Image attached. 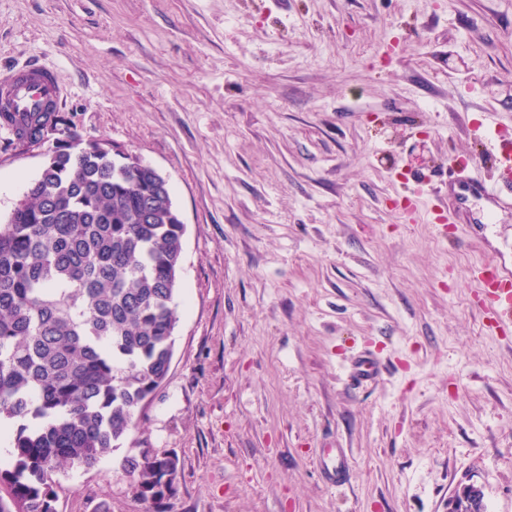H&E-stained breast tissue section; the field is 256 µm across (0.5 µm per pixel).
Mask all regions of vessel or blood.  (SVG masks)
<instances>
[{"instance_id": "b4317fda", "label": "vessel or blood", "mask_w": 512, "mask_h": 512, "mask_svg": "<svg viewBox=\"0 0 512 512\" xmlns=\"http://www.w3.org/2000/svg\"><path fill=\"white\" fill-rule=\"evenodd\" d=\"M61 91L49 68L31 64L0 78V105L11 112H29L34 107L58 99ZM474 135L479 140L484 157L492 160L496 174L481 177L471 169H450L448 184L452 186L455 203L446 207L442 200L444 184L434 183L435 198L428 216L433 224L456 223L458 215L470 214L474 204H481L483 217L478 218L480 231H487V214L512 207V150L502 142L496 124L486 122L475 126ZM484 297V315L489 326L502 328L512 325V267L493 258L476 264L471 272ZM381 361L373 351H364L353 357L349 368L350 385L361 388L372 384L378 377ZM322 474L331 486L340 488L348 484L350 469L345 449H323L319 458Z\"/></svg>"}]
</instances>
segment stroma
<instances>
[{
	"label": "stroma",
	"mask_w": 512,
	"mask_h": 512,
	"mask_svg": "<svg viewBox=\"0 0 512 512\" xmlns=\"http://www.w3.org/2000/svg\"><path fill=\"white\" fill-rule=\"evenodd\" d=\"M33 63L186 225L169 375L112 455L55 474L58 512H143L141 448L179 459L172 512H448L462 483L512 512V328L460 263L512 264V209L474 243L392 201L478 156L483 115L512 143V0H0V73ZM42 161L0 133V224ZM365 348L383 372L354 389ZM319 464L325 480L331 486L340 488L350 481V469L344 448H323Z\"/></svg>",
	"instance_id": "35a3bbf8"
}]
</instances>
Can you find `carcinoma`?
<instances>
[{
	"label": "carcinoma",
	"instance_id": "carcinoma-1",
	"mask_svg": "<svg viewBox=\"0 0 512 512\" xmlns=\"http://www.w3.org/2000/svg\"><path fill=\"white\" fill-rule=\"evenodd\" d=\"M0 121L17 148L49 126L77 139L62 112ZM184 235L171 188L96 142L56 151L0 224V512H57L53 474L95 466L135 426L173 356ZM119 466L145 512H171L176 456L142 448Z\"/></svg>",
	"mask_w": 512,
	"mask_h": 512
}]
</instances>
